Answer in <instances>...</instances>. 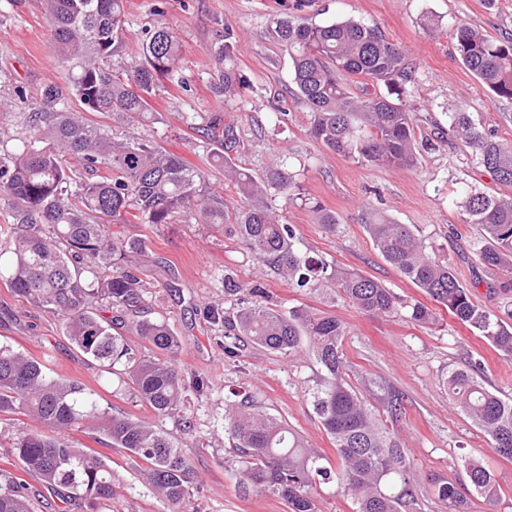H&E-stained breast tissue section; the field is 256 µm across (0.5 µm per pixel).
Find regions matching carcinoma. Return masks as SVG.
<instances>
[{
    "label": "carcinoma",
    "mask_w": 512,
    "mask_h": 512,
    "mask_svg": "<svg viewBox=\"0 0 512 512\" xmlns=\"http://www.w3.org/2000/svg\"><path fill=\"white\" fill-rule=\"evenodd\" d=\"M307 0H292L274 15L265 36L285 48L291 61L294 96L310 113L309 136L319 145L361 164L399 167L414 163L418 144L412 100L416 73L402 48L375 24L353 17L317 23L304 14ZM52 25L51 49L67 87L78 102L62 108L63 89L42 86L19 131L0 136V202L15 213L16 224L0 257L8 256L6 284L30 308L59 317L64 335L81 354L131 386L141 401L162 417L186 419L191 394L207 387L203 379L187 382L176 365L182 345L166 319L150 316L146 283L136 259L149 255L142 240L110 230L114 224H217L256 260L301 290L330 287L368 313L400 314L419 325L438 318L425 304L401 305L375 279L337 268L303 252L292 224L281 209L300 204L314 223L334 230L338 220L304 192L300 173L282 160L255 175L238 151L240 128L233 103L246 80L236 67L237 40L224 26L222 83L227 122L213 120L207 138L212 157L224 163L238 195L228 205L224 195L206 191L205 172L163 150L142 120L148 97L177 67L182 51L178 33L163 23L145 29L141 57L131 69L112 67L122 49L125 0H46ZM455 49L463 67L497 97L512 99V37L493 39L470 24L454 27ZM368 80L354 92L348 78ZM383 86L386 92L377 90ZM98 112L126 127L118 136L88 118ZM439 139L455 138L475 153L479 166L498 191L465 194L462 221L475 224L480 236L473 256L487 269L512 273V142L478 129L469 113H448ZM381 257L425 292L459 323L479 333L512 359V304L494 313L472 300L448 257L425 243L411 225L376 213L366 225ZM224 297L233 313L214 305L210 318L224 324V336L283 355L302 351L320 368L308 397L332 439L338 461L308 447L288 422L269 413L247 392L224 410V428L238 452L233 476L238 487L270 492L288 502L291 512H317L312 490L331 484L354 501V512H417L406 450L371 418L367 401L345 379L344 324L334 315L294 307L284 313L260 285L243 288L234 272L224 270ZM109 316H103V313ZM134 335L154 356L138 355L127 340ZM442 386L456 408L491 439L495 452L512 460V402L488 390L473 371L450 370ZM23 414L40 427L24 432L14 450L23 471L40 476L57 499V512L94 508L117 495L112 467L89 448H76L64 432L90 424L98 442L122 448L142 463L143 475L167 512H185L193 490V469L183 443L150 423L115 414L99 394L74 379L51 374L37 358L0 345V415ZM472 490L488 502L499 498L496 475L475 459L465 460ZM434 494L448 512H471L470 500L447 480ZM34 498L22 479H0V512H34Z\"/></svg>",
    "instance_id": "cac0c4a2"
}]
</instances>
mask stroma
Listing matches in <instances>:
<instances>
[{
  "label": "stroma",
  "mask_w": 512,
  "mask_h": 512,
  "mask_svg": "<svg viewBox=\"0 0 512 512\" xmlns=\"http://www.w3.org/2000/svg\"><path fill=\"white\" fill-rule=\"evenodd\" d=\"M158 0H126L124 62L134 64L143 28L163 20L182 41L177 71L165 78L149 99L148 125L156 143L179 154L208 174L211 189L234 199L223 166L207 151L205 127L224 113V100L212 87L224 71L216 54L225 26L238 36L235 62L247 84L236 101L240 111V150L254 173H262L277 156L291 166L305 164L300 180L306 192L338 217L335 230L312 223L307 209L291 206L284 223L295 225L301 249L332 265L357 270L379 281L404 302L429 303V296L386 263L366 230L371 211L411 224L420 236L445 248L457 277L472 286L473 301L497 310L512 301L500 289V272L487 271L472 260L470 244L476 227L462 223L459 202L464 193L492 187L471 150L439 143L435 151L399 168L361 165L316 144L308 135L309 112L292 99L291 64L286 52L263 36L268 18L282 9L281 0H167L156 17ZM45 0H0V96L12 105L0 110V130L16 131L41 87L61 82L51 52ZM316 22L351 16L378 24L402 46L416 67L414 95L417 137H432L435 125H447V112L470 113L476 124L512 141V101L497 98L462 66L453 46V29L462 20L495 37H512V0H315ZM289 113L272 119L277 104ZM123 234L147 238L153 263L141 278L151 287L149 303L174 327L183 348L178 365L187 376L210 383L193 396L190 407L201 446L184 449L194 471L196 492L189 512H289L280 497L246 494L231 474L235 454L224 432V407L232 390L250 389L264 409L283 418L328 458L336 450L307 398L320 373L306 355L284 356L246 344L236 360L224 354V328L212 324L209 308L224 301V270L232 268L240 282H260L281 310L304 306L336 315L346 327V381L362 392L376 424L393 429L411 461V480L419 496V512H445L436 499V480L445 478L472 498V512H512V460L495 452L490 437L449 400L439 383L451 369L479 364L483 384L504 400H512V359L503 357L478 333L437 307L439 327L429 328L401 316L370 314L336 294H305L253 257L222 230L205 224H125ZM175 282L168 290L167 282ZM0 344L46 363L52 375L77 379L93 388L113 410L157 420L171 436H179L176 419L156 418L130 387L118 384L99 362L77 354L62 335L58 317L22 304L0 277ZM402 396L404 409L391 419L388 402ZM78 445L100 450L124 490L114 512H164V505L139 475L133 457L120 448L100 447L94 431L72 429ZM480 461L498 477L502 490L496 503L473 495L460 465L461 457Z\"/></svg>",
  "instance_id": "obj_1"
}]
</instances>
